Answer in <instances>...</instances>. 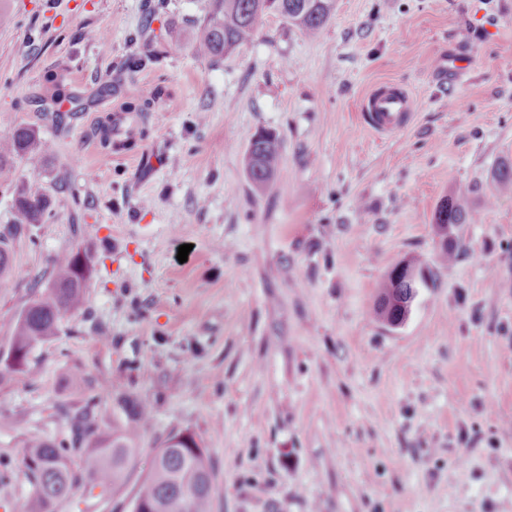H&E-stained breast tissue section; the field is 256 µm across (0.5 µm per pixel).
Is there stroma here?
Returning a JSON list of instances; mask_svg holds the SVG:
<instances>
[{
	"label": "stroma",
	"instance_id": "1",
	"mask_svg": "<svg viewBox=\"0 0 512 512\" xmlns=\"http://www.w3.org/2000/svg\"><path fill=\"white\" fill-rule=\"evenodd\" d=\"M207 10L0 0V129L52 145L0 180V351L57 254L96 268L84 312L0 385V512L28 492L25 444L67 434L63 407L90 396L115 424L128 399L152 417L125 483L57 512H132L182 430L212 457L213 512H512V194L494 179L512 162V0H336L313 39L271 11L218 63L190 48ZM60 68L82 101L57 125L38 100ZM384 87L412 115L380 138L363 114ZM133 98L151 106L123 113L126 146L99 147L98 121ZM262 130L282 163L256 193ZM21 183L45 193L42 223L15 226ZM449 195L474 221L444 264ZM413 258L426 283L394 328L379 286ZM281 145L275 135L259 132L251 140L246 154V172L255 191H265L281 163Z\"/></svg>",
	"mask_w": 512,
	"mask_h": 512
}]
</instances>
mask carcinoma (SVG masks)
Instances as JSON below:
<instances>
[{
  "label": "carcinoma",
  "instance_id": "1",
  "mask_svg": "<svg viewBox=\"0 0 512 512\" xmlns=\"http://www.w3.org/2000/svg\"><path fill=\"white\" fill-rule=\"evenodd\" d=\"M274 10L288 24L308 37L317 36L330 19L334 0H210L209 9L192 38L194 53L219 61L251 42L263 14ZM51 98L56 102L79 104L65 82V71L49 79ZM50 151L34 131L17 127L0 131V176L8 178L10 158ZM281 145L269 132H259L246 154V172L252 188L266 190L281 163ZM495 181L501 190H512V163L500 164ZM15 223L39 224L47 209V198L28 185L17 188L14 197ZM473 220L467 201L460 196L444 198L434 214L438 236L448 239L439 251L443 262L460 248V225ZM408 264L418 271L412 279L392 269L386 277L376 306V315L391 326L402 324L425 283L423 265ZM95 275V265L87 252L70 251L56 256L50 280L30 300L12 325L8 351L0 354V383L29 373L30 355L46 340L58 335L61 321L83 307L87 288ZM126 422L112 429L106 425L107 412L90 397L69 418V432L59 440L30 441L22 457V468L30 486L28 496L17 505L18 512H56V506L78 490L109 493L133 464L141 439V429L151 418V410L134 400L125 401ZM73 455L82 457L75 472L68 465ZM213 466L201 440L190 432L169 435L157 449L150 472L141 481L132 512H211Z\"/></svg>",
  "mask_w": 512,
  "mask_h": 512
}]
</instances>
